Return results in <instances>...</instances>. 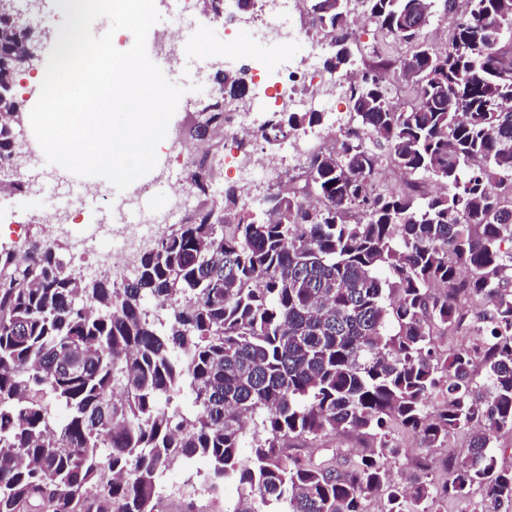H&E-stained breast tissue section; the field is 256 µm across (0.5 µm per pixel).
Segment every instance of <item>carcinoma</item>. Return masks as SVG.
<instances>
[{
  "instance_id": "1",
  "label": "carcinoma",
  "mask_w": 512,
  "mask_h": 512,
  "mask_svg": "<svg viewBox=\"0 0 512 512\" xmlns=\"http://www.w3.org/2000/svg\"><path fill=\"white\" fill-rule=\"evenodd\" d=\"M455 2L451 41L433 49L407 20L420 7L429 23L434 0H312L328 72L348 74L360 51L352 3L411 58L361 72L355 118L260 209L225 187L133 279H88L48 241L0 248V512H158L186 461L206 464L207 493L241 491L224 512H367L377 493L381 512H437L475 485V512H512V468L492 451L512 430V0ZM24 39L0 43L1 69L17 71ZM422 62L413 96L393 102L392 80ZM201 113L217 131L224 97ZM323 123L274 112L265 141ZM19 126L0 112V168ZM385 165L404 175L395 189L378 184ZM212 167L191 162L205 197ZM459 292L484 301L482 326L444 358L438 337L465 323ZM184 392L191 416L171 406ZM396 427L427 448L465 432L467 452L442 484L425 469L392 482ZM345 429L373 439L348 470L289 451Z\"/></svg>"
}]
</instances>
